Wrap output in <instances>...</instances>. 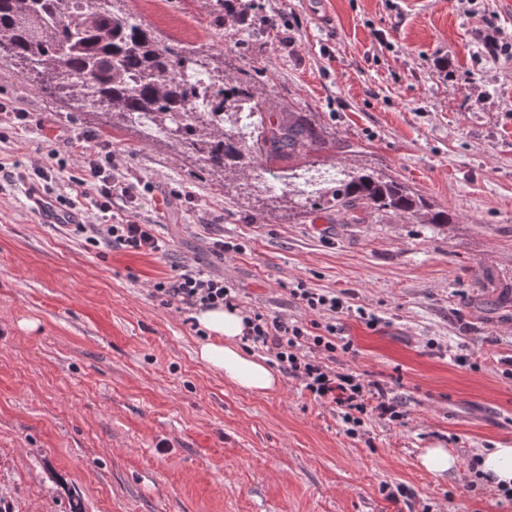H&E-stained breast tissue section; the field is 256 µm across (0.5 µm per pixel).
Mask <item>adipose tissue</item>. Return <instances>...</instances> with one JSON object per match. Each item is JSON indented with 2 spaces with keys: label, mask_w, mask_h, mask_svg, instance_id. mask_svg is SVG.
<instances>
[{
  "label": "adipose tissue",
  "mask_w": 512,
  "mask_h": 512,
  "mask_svg": "<svg viewBox=\"0 0 512 512\" xmlns=\"http://www.w3.org/2000/svg\"><path fill=\"white\" fill-rule=\"evenodd\" d=\"M195 319L204 336L194 350L195 357L212 372L223 375L236 388L265 394L276 390L280 377L265 358L244 350L243 313L217 307L197 311ZM481 479L493 488L512 491V447L484 448L476 459Z\"/></svg>",
  "instance_id": "ef3b65f1"
}]
</instances>
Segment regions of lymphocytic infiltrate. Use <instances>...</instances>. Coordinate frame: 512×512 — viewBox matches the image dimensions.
<instances>
[{"label":"lymphocytic infiltrate","mask_w":512,"mask_h":512,"mask_svg":"<svg viewBox=\"0 0 512 512\" xmlns=\"http://www.w3.org/2000/svg\"><path fill=\"white\" fill-rule=\"evenodd\" d=\"M74 150L83 160L85 175L58 193L57 200L71 209L91 206L102 217L98 224L76 225V232L95 247L104 243L135 254L165 251L166 244L157 235L155 226L148 224L138 211L140 198L152 192V185L145 182L137 186L119 174L109 146L93 150L79 141ZM116 199L123 203L119 214L112 210ZM153 288L155 297L162 303L176 301L190 310L221 305L233 308L238 301L235 289L223 277L190 266L176 267L172 276L155 282ZM292 295L308 309L326 313L327 321L305 324L252 311L243 318L244 342L272 351L283 372L300 380L315 400L336 406L346 423L363 425L365 417L372 413L399 418V401L384 383L362 381L357 375L336 371L310 356L318 348L335 353L334 317L353 309L346 296L317 292L301 285L293 288Z\"/></svg>","instance_id":"obj_1"}]
</instances>
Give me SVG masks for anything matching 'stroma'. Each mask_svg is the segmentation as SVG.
Here are the masks:
<instances>
[{
	"mask_svg": "<svg viewBox=\"0 0 512 512\" xmlns=\"http://www.w3.org/2000/svg\"><path fill=\"white\" fill-rule=\"evenodd\" d=\"M213 0H124L162 37L224 45V72H259L271 112L321 129L320 151L279 171L371 168L409 185L449 224L391 211L371 223L304 211L253 189L252 171L203 173L166 139L71 111L0 63V150L22 168L72 145L110 144L142 217L168 244L133 254L47 224L27 183L0 185V502L8 512H512L474 470L512 446V0H260L255 34ZM498 41L489 56L484 40ZM350 143L344 151L342 143ZM221 238L232 250L214 254ZM190 263L224 277L240 305L310 323L296 284L349 292L379 317L336 318V366L378 380L404 416L349 436L300 380L255 395L196 360L185 311L153 295ZM36 322L28 332L24 322ZM442 446L459 468L420 467Z\"/></svg>",
	"mask_w": 512,
	"mask_h": 512,
	"instance_id": "1",
	"label": "stroma"
}]
</instances>
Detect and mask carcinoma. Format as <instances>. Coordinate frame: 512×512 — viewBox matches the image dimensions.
Returning <instances> with one entry per match:
<instances>
[{
  "instance_id": "carcinoma-1",
  "label": "carcinoma",
  "mask_w": 512,
  "mask_h": 512,
  "mask_svg": "<svg viewBox=\"0 0 512 512\" xmlns=\"http://www.w3.org/2000/svg\"><path fill=\"white\" fill-rule=\"evenodd\" d=\"M0 0V61L33 76L35 89L56 100L74 102L72 109H103L112 124L135 123L141 113L168 129L179 152L196 158L211 171L249 168L265 192L287 194L289 184L267 185L276 177L266 163L294 158L321 144L317 127L304 112L264 111L254 77L247 70L224 75L211 65L213 53L190 49L165 39L134 13L117 6L120 0ZM201 71L219 98L217 112H196L195 87L182 74ZM250 111L257 115L249 138L226 126L227 117ZM325 209L334 208L349 224H365L377 211L391 210L422 224H448L450 214L433 211L399 180L371 169L347 173L322 195Z\"/></svg>"
}]
</instances>
